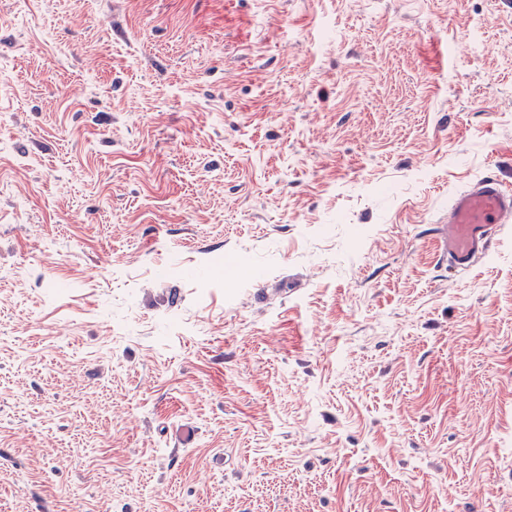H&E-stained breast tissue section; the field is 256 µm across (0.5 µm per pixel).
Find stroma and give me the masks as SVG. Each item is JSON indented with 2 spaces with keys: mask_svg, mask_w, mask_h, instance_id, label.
Returning a JSON list of instances; mask_svg holds the SVG:
<instances>
[{
  "mask_svg": "<svg viewBox=\"0 0 512 512\" xmlns=\"http://www.w3.org/2000/svg\"><path fill=\"white\" fill-rule=\"evenodd\" d=\"M512 0H0V512H512ZM512 218V192L494 174L469 183L448 204L435 227L440 255L455 270H464L494 245Z\"/></svg>",
  "mask_w": 512,
  "mask_h": 512,
  "instance_id": "obj_1",
  "label": "stroma"
}]
</instances>
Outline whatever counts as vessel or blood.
<instances>
[{
  "instance_id": "vessel-or-blood-1",
  "label": "vessel or blood",
  "mask_w": 512,
  "mask_h": 512,
  "mask_svg": "<svg viewBox=\"0 0 512 512\" xmlns=\"http://www.w3.org/2000/svg\"><path fill=\"white\" fill-rule=\"evenodd\" d=\"M512 219V191L496 175L486 174L456 194L439 220L436 233L441 257L449 267L464 270L494 245Z\"/></svg>"
}]
</instances>
